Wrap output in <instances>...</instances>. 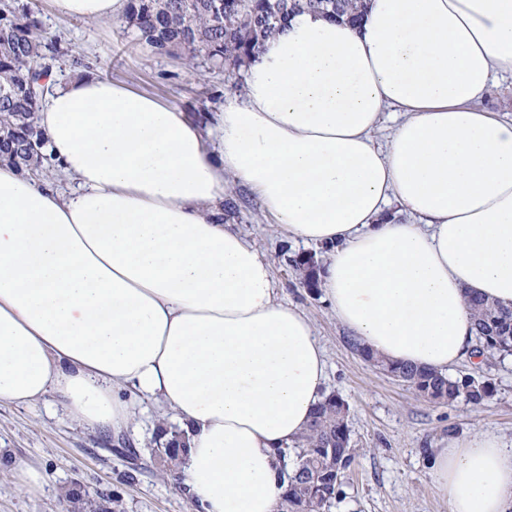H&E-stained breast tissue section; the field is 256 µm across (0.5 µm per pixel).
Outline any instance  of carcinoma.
Listing matches in <instances>:
<instances>
[{"instance_id": "carcinoma-1", "label": "carcinoma", "mask_w": 512, "mask_h": 512, "mask_svg": "<svg viewBox=\"0 0 512 512\" xmlns=\"http://www.w3.org/2000/svg\"><path fill=\"white\" fill-rule=\"evenodd\" d=\"M308 9L351 22L362 19L364 0H225L218 9L215 0H130L129 22L136 33L158 52L199 51L217 65L238 69L276 34L290 12ZM57 40L47 36L41 13L25 5L8 3L0 8V162L21 173L41 176L49 167L43 153L44 137L38 112L49 91L52 62L62 57ZM303 287L319 288L318 259L314 253L292 260ZM473 316L476 351L485 359L512 355V309L480 298L468 300ZM373 366L393 368L399 380L419 396L452 405L460 401L481 405L494 394L488 378L444 373L383 359L355 345ZM338 396L330 395L313 413L303 435L300 452L288 475L285 492L287 512H323L343 495L336 474L345 472L354 460L349 446V428L341 415ZM157 456L162 470L172 472L182 463L177 448H186L183 433L161 423Z\"/></svg>"}]
</instances>
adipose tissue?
I'll return each mask as SVG.
<instances>
[{"label":"adipose tissue","mask_w":512,"mask_h":512,"mask_svg":"<svg viewBox=\"0 0 512 512\" xmlns=\"http://www.w3.org/2000/svg\"><path fill=\"white\" fill-rule=\"evenodd\" d=\"M128 5L53 0L89 21ZM500 73L512 0H368L356 25L291 15L211 126L120 81L55 85L38 114L51 174L0 164V406L55 396L118 431L155 399L185 433L199 512H285L284 454L327 362L225 224L229 186L324 248L320 288L358 343L447 371L474 345L468 295L512 306V117L483 105ZM430 477L448 512H512L497 437L439 449Z\"/></svg>","instance_id":"1"}]
</instances>
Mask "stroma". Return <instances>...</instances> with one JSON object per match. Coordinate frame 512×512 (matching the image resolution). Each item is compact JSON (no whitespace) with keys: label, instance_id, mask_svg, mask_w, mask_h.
Returning a JSON list of instances; mask_svg holds the SVG:
<instances>
[{"label":"stroma","instance_id":"1","mask_svg":"<svg viewBox=\"0 0 512 512\" xmlns=\"http://www.w3.org/2000/svg\"><path fill=\"white\" fill-rule=\"evenodd\" d=\"M20 2L37 5L66 57L95 58L103 77L175 102L186 114L221 111L225 91L243 82L242 71H224L205 55L188 59L134 43L128 27L56 16L52 0ZM232 193L238 207L226 212V223L270 264L279 299L297 305L314 324L327 360L324 393L338 395L349 408L355 458L345 473V495L328 512H447L432 485L429 460L451 440L478 432L512 442V358L489 365L464 360L449 368L453 377L492 379L496 391L483 405L448 406L421 398L364 360L322 291L302 286L291 260L306 252V245L276 233L273 218L249 190L236 185ZM159 414L153 402H144L130 426L116 434L70 419L55 399L1 406L0 512H82L68 497L76 484L118 500L121 512H198L179 474L162 473L155 462ZM18 460L38 474L36 491L21 489L13 468Z\"/></svg>","mask_w":512,"mask_h":512}]
</instances>
